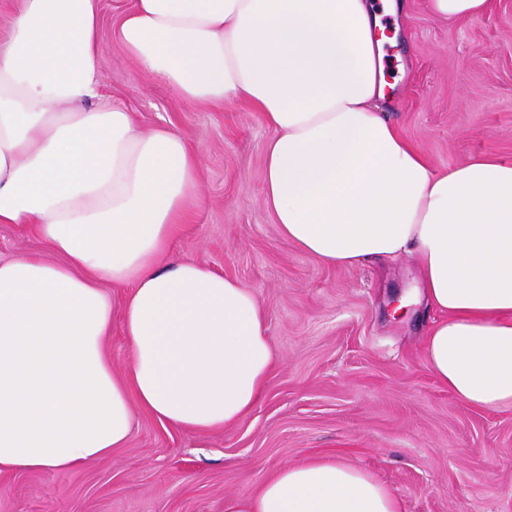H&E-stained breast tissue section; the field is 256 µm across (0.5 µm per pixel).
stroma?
<instances>
[{
  "mask_svg": "<svg viewBox=\"0 0 512 512\" xmlns=\"http://www.w3.org/2000/svg\"><path fill=\"white\" fill-rule=\"evenodd\" d=\"M384 16L388 116L437 169L512 161V0L445 20L427 0ZM101 0L103 94L147 132L166 126L202 156L193 220L171 246L256 292L277 360L240 421L208 433L137 413L125 447L70 470L0 474V512H224L278 468L336 458L374 474L401 512H512V410L471 408L426 370L437 318L395 314L421 284L414 258L320 264L279 233L264 196L261 112L183 99L143 71Z\"/></svg>",
  "mask_w": 512,
  "mask_h": 512,
  "instance_id": "obj_1",
  "label": "stroma"
}]
</instances>
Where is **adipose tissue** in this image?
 <instances>
[{"instance_id":"ef3b65f1","label":"adipose tissue","mask_w":512,"mask_h":512,"mask_svg":"<svg viewBox=\"0 0 512 512\" xmlns=\"http://www.w3.org/2000/svg\"><path fill=\"white\" fill-rule=\"evenodd\" d=\"M100 0H19L0 39V224L42 251L0 260V473L67 470L124 447L136 411L207 432L244 418L276 359L255 292L195 261L157 268L197 197L199 157L99 102ZM373 0H134L116 35L190 102L262 112L265 198L281 236L319 262L414 256L439 314L435 380L512 409V161L435 170L385 114ZM129 353L103 342L108 286ZM224 512H399L339 461L276 470ZM108 291L112 296L113 315H112V332L106 340V348L112 356V366L116 372L121 373L127 365V350L123 342L122 324L120 318V305L125 297V288H109Z\"/></svg>"}]
</instances>
